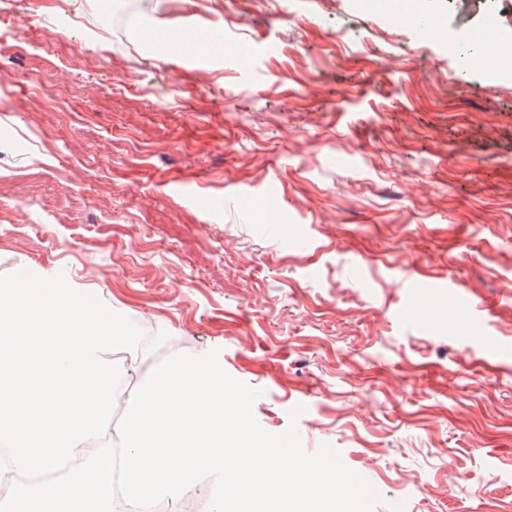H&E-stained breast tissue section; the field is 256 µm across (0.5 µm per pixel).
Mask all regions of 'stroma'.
<instances>
[{
  "label": "stroma",
  "mask_w": 512,
  "mask_h": 512,
  "mask_svg": "<svg viewBox=\"0 0 512 512\" xmlns=\"http://www.w3.org/2000/svg\"><path fill=\"white\" fill-rule=\"evenodd\" d=\"M10 3L0 276L64 274L149 334L142 365L218 350L374 512H512V72L461 63L512 0H418L431 41L359 0H137L134 28L127 0Z\"/></svg>",
  "instance_id": "1"
}]
</instances>
